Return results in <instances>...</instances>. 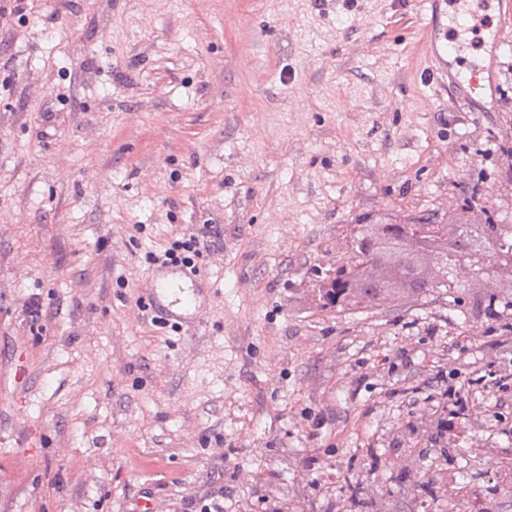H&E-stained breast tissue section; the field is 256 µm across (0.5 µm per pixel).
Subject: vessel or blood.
<instances>
[{
    "instance_id": "1",
    "label": "vessel or blood",
    "mask_w": 512,
    "mask_h": 512,
    "mask_svg": "<svg viewBox=\"0 0 512 512\" xmlns=\"http://www.w3.org/2000/svg\"><path fill=\"white\" fill-rule=\"evenodd\" d=\"M493 8L500 14L498 21L486 22L477 32L479 46L492 55L503 45L502 31L507 26L505 15L512 12V5L506 0H500L496 6L491 0H453L446 20L435 19L426 25L425 54L429 76L448 82L457 97L466 103L485 93L487 68L461 63L459 40L473 32L471 22L479 13ZM198 280L197 274L178 265L156 268L144 300L146 310L156 318L178 326L196 319L201 294L196 287Z\"/></svg>"
}]
</instances>
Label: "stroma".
<instances>
[{
	"label": "stroma",
	"mask_w": 512,
	"mask_h": 512,
	"mask_svg": "<svg viewBox=\"0 0 512 512\" xmlns=\"http://www.w3.org/2000/svg\"><path fill=\"white\" fill-rule=\"evenodd\" d=\"M423 26L408 0L0 17V512H512V391H487L512 293L492 318L311 295L350 225L512 224V46L467 107ZM206 224L202 322L155 326L148 254Z\"/></svg>",
	"instance_id": "35a3bbf8"
}]
</instances>
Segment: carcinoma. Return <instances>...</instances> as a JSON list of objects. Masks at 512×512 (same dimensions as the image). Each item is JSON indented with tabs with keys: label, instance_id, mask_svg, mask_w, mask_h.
<instances>
[{
	"label": "carcinoma",
	"instance_id": "1",
	"mask_svg": "<svg viewBox=\"0 0 512 512\" xmlns=\"http://www.w3.org/2000/svg\"><path fill=\"white\" fill-rule=\"evenodd\" d=\"M412 223L428 233L439 234L441 251L448 254L465 256L477 244L486 245L490 254L498 257L496 269L512 275L511 224H496L488 217L483 222L467 225L450 234L448 226L455 223L451 215L446 224L424 216L413 219ZM388 228L390 241L382 245L373 242L372 225H352L349 236L357 243L358 250L337 265L333 275L326 278V289L319 298L321 307L373 308L405 293L420 295L437 291V287L415 273L412 244L398 242L402 225L390 224ZM388 260L399 263L408 287L390 288L376 276L377 267Z\"/></svg>",
	"mask_w": 512,
	"mask_h": 512
}]
</instances>
